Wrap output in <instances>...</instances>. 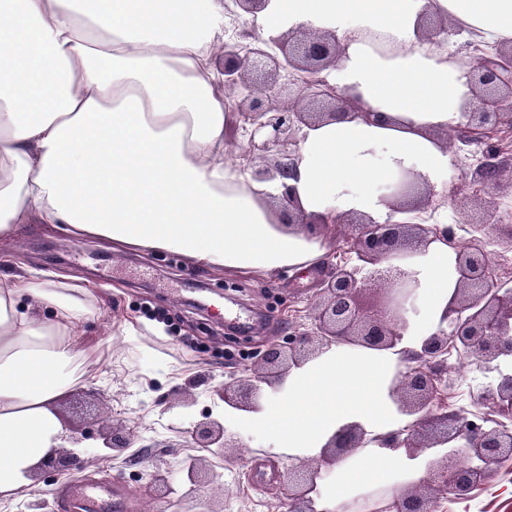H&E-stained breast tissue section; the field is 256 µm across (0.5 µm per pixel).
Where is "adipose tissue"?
<instances>
[{
  "label": "adipose tissue",
  "instance_id": "ef3b65f1",
  "mask_svg": "<svg viewBox=\"0 0 512 512\" xmlns=\"http://www.w3.org/2000/svg\"><path fill=\"white\" fill-rule=\"evenodd\" d=\"M436 12L474 47L512 43V0H268V35L303 26L335 31L344 53L327 77L370 107L299 131L287 179L257 182L224 161L237 113L228 111L213 56L228 36L224 0H0V242L31 220L137 250L178 253L214 269L266 275L310 268L324 239L284 224L292 187L306 216L402 220L386 195L391 172H418L443 192L451 151L436 134L474 104L468 61L425 40ZM402 270L420 284L402 348L439 327L454 288L455 255L435 240ZM92 317L90 291L0 277V499L66 433L55 409L75 384L67 370ZM403 364L391 351L332 345L224 423L272 451L319 455L345 426L366 448L337 461L325 512H355L359 494L408 481L422 458L378 444L407 418L389 388Z\"/></svg>",
  "mask_w": 512,
  "mask_h": 512
}]
</instances>
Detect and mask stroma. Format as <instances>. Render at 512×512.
<instances>
[{"instance_id":"1","label":"stroma","mask_w":512,"mask_h":512,"mask_svg":"<svg viewBox=\"0 0 512 512\" xmlns=\"http://www.w3.org/2000/svg\"><path fill=\"white\" fill-rule=\"evenodd\" d=\"M512 161V129L452 150L447 191L434 202L460 242L481 239L491 259V280L512 283V183L494 191L485 227L466 222L460 204L480 188L476 166L487 148ZM325 267L284 270L267 278L253 272L214 270L192 265L168 252L125 249L95 237H73L59 227L31 222L11 243L0 244V276L35 275L47 281L77 279L92 290L97 316L85 323L87 352L78 363L82 382L57 403L64 421L92 426L104 411L119 412L138 432L146 449L140 463L108 460L65 477H35L19 504L49 502L52 512H65L61 489L106 479L129 506L150 501L152 512H204L201 489L181 480L178 462L187 456L181 432L208 412L221 410L215 391L253 366L260 345L280 339L309 323ZM139 334L125 341L126 325ZM197 348L186 352L182 338ZM500 371L474 368L448 402L467 416L482 415L480 394L496 384ZM193 384L196 403L190 413L165 410L161 399L174 389ZM299 458L270 454L264 439L248 440L245 449H227L214 459L218 482L224 485V512H284L279 488L289 464ZM164 474L169 489L150 487L151 473ZM438 512H512V460L471 497L440 500Z\"/></svg>"}]
</instances>
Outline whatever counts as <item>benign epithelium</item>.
<instances>
[{"instance_id": "1", "label": "benign epithelium", "mask_w": 512, "mask_h": 512, "mask_svg": "<svg viewBox=\"0 0 512 512\" xmlns=\"http://www.w3.org/2000/svg\"><path fill=\"white\" fill-rule=\"evenodd\" d=\"M267 0H234L236 15L252 17ZM427 38L448 36V18L428 15L423 24ZM246 42L224 43V88L239 90L242 104L236 112L247 127V155L250 162L263 158L277 147L281 160L274 166H256L253 176L265 180L278 173L289 176L290 167L283 159L292 155L301 124H316L346 114L368 115V109L355 97L330 83L323 72L336 67L342 49L336 34L329 31L299 29L269 39H260L245 31ZM475 104L465 113L466 124L444 133L470 143L502 126L512 128V45H501L493 53H481L467 72ZM295 87L296 104L284 109L273 104L280 92ZM505 173L504 161L496 152H488L479 167L482 189L496 188ZM285 223L299 224L313 233L316 221L296 205L292 188H285L280 199ZM340 234L350 243L355 261L345 259L327 265L319 289V301L312 309V330L291 332L283 340L266 345L251 373L234 388L224 387V403L253 411L259 408L261 384H271L269 372L279 375L322 353L336 342L374 350H396L402 340V313L415 307L419 284L405 273L392 270L370 271L383 260H404L418 254L430 241L441 238L456 255L458 278L444 316L446 325L426 337L421 350L391 384V395L401 411L412 417L406 429L382 439L389 448H434L453 445L437 468L432 470L434 489L406 493L392 503L393 512H437L438 496L450 494L466 499L494 475L496 467L512 459V373L500 371L503 358L512 355V286L493 285L489 280L490 261L486 251L471 243L459 244L446 230L427 224H407L390 220L380 224L366 217L349 214L336 219ZM378 294V304L367 309L361 303L362 292ZM471 356L480 367L499 372L496 385L483 393L481 400L492 406L495 417L484 418L478 425L455 410H448V356ZM195 397L181 390L164 400L167 408L189 412ZM432 430L429 442L423 443L422 431ZM186 443L209 453H224L226 448L240 447L228 434L224 423L206 414L182 431ZM94 436L103 447L122 453L135 443L136 430L123 423L91 431L71 430L73 449H54L35 468L34 475H67L104 457L85 449H75ZM365 445V433L356 425L339 430L326 446L318 462L288 471V485L283 492L285 512H325L319 508L320 482L337 461ZM181 471L195 486L215 481L212 465L206 457L193 456L182 462Z\"/></svg>"}]
</instances>
